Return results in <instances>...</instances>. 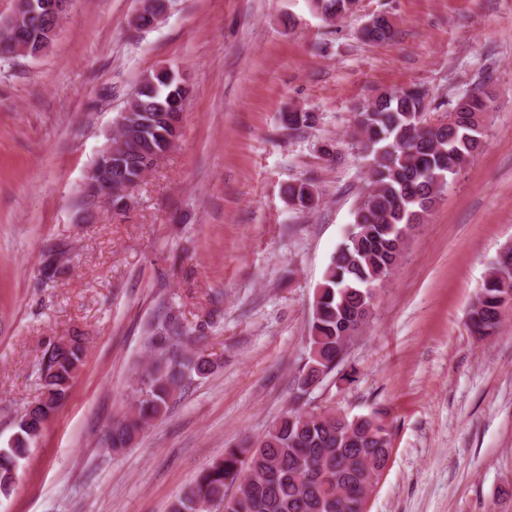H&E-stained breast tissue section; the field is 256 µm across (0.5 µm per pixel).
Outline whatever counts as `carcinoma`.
<instances>
[{"label": "carcinoma", "mask_w": 512, "mask_h": 512, "mask_svg": "<svg viewBox=\"0 0 512 512\" xmlns=\"http://www.w3.org/2000/svg\"><path fill=\"white\" fill-rule=\"evenodd\" d=\"M326 17L352 12V0H315ZM49 24L43 15L23 19V35L33 37ZM393 36L386 19L362 37L381 43ZM187 88L168 72L144 76L125 111L140 120V135L126 142L129 159L118 178L137 176L136 155L161 149L170 117L169 104ZM490 96L462 95L443 120L429 123L427 93L417 87L385 92L355 114L351 137L365 161L367 189L353 211V222L339 243L317 289L308 336V357L296 377V399L321 387L343 362L347 332L373 315L375 287L390 277L407 245V231L423 223L444 190L469 160L486 146L484 115ZM290 131L313 128V112L282 117ZM293 209L314 205L305 181L285 189ZM62 244L45 248L44 276L62 272ZM512 292V246L500 252L472 303L466 324L481 338L496 334L504 313L503 295ZM191 330L168 318L151 338L160 357L134 378L127 395L129 413L112 421L108 446L118 453L130 447L153 420L166 414L171 397L186 377L207 375L213 361L182 351ZM85 336L76 333L49 346L41 357V393L17 423L13 444L0 449V490L10 489L16 464L26 458L45 425L68 398L81 369ZM391 430L385 412L375 408L350 415L334 408L290 409L257 439L224 449V456L201 470L172 503L170 512H364L372 487L387 468Z\"/></svg>", "instance_id": "obj_1"}]
</instances>
